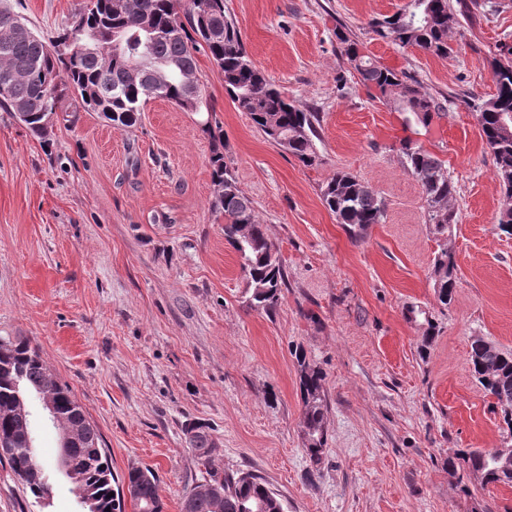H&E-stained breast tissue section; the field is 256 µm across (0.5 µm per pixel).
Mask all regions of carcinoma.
<instances>
[{"mask_svg":"<svg viewBox=\"0 0 512 512\" xmlns=\"http://www.w3.org/2000/svg\"><path fill=\"white\" fill-rule=\"evenodd\" d=\"M453 16L450 0H409L391 16L370 23L380 38L405 47H418L446 58L448 21ZM57 36L47 39L26 26L6 32L4 28L25 18L8 8L0 9V107L14 114L36 137L48 139L44 112H97L114 126L131 127L138 121L150 98H162L185 112L204 114L198 121L202 133L216 138L212 125L213 107L202 92L197 77L196 53L204 51L224 75V88L235 107L246 113L267 137L279 129L275 143L306 166L318 158L315 139L320 113L304 111L289 101L276 85L250 60L240 31L224 11V0H89ZM122 34L125 52L101 55L94 45ZM336 37L343 45L347 63L364 86L378 92L395 91L392 107L406 112L424 125L444 111V106L423 93L418 82L405 72L380 65L360 53L356 40L342 31ZM70 39L73 53L62 56L56 46ZM493 60L496 93L467 105L476 112L481 137L493 154L495 176L505 196L512 198V138L502 136V121L512 116V46L500 44ZM146 58L143 80L128 79L130 63ZM404 168L420 183L427 204V224L436 235H450L458 223L451 205L455 186L441 161L409 139L399 148ZM211 163L216 192L210 207L224 216V236L242 259L249 279L250 306L273 310L285 276L280 259L268 242L263 225L256 220L253 201L239 187L214 151ZM326 208L336 221L361 233L384 219V203L367 186L348 173H339L322 193ZM434 288L438 301L451 303L456 283V263L448 249L433 259ZM303 400L304 435L311 462L319 464L327 440L324 414L323 373L297 358ZM472 373L492 410L503 414V429L512 435V350L482 337L473 339L470 350ZM53 402L61 423L74 435L71 454L76 460L72 482L88 512H123L124 497L112 488L115 478L101 436L89 422L71 391L60 385L47 369L31 342L21 336L0 337V458L8 460L42 508L51 506L53 485L47 465L40 460L32 442L30 411L19 397L30 395ZM184 431L197 458L212 466L219 452L209 428L200 422L185 424ZM460 469L461 490L469 493L464 479L476 475L481 484L512 485V462L503 465L496 450H470L448 459ZM137 512H163L157 493L156 475L132 466L123 480ZM181 512H286L283 500L253 472L210 476L203 488L189 491Z\"/></svg>","mask_w":512,"mask_h":512,"instance_id":"cac0c4a2","label":"carcinoma"}]
</instances>
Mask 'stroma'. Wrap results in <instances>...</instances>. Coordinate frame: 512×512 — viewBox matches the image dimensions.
Returning a JSON list of instances; mask_svg holds the SVG:
<instances>
[{"instance_id": "obj_1", "label": "stroma", "mask_w": 512, "mask_h": 512, "mask_svg": "<svg viewBox=\"0 0 512 512\" xmlns=\"http://www.w3.org/2000/svg\"><path fill=\"white\" fill-rule=\"evenodd\" d=\"M85 0H0L44 35ZM442 59L372 32L406 0H224L249 58L299 108L320 114L313 165L268 139L224 89L206 53L198 77L224 133V160L279 253L286 284L272 312L250 308L242 260L212 213V141L197 115L149 100L137 123L57 113L43 144L0 108V336H24L101 435L115 476L159 477L164 512L207 478L184 426H209L219 471H251L288 512H512V486L448 466L500 447L491 399L469 361L474 338L512 349V236L506 200L469 96L496 91V44H512V0H476ZM409 73L445 110L430 125L370 96L337 31ZM411 139L448 169L459 223L431 233ZM346 171L385 203L361 234L337 224L322 192ZM453 253L450 305L433 259ZM428 320H412L411 309ZM438 333L425 343L428 324ZM324 376L327 441L306 451L296 352ZM0 512H41L0 462Z\"/></svg>"}]
</instances>
